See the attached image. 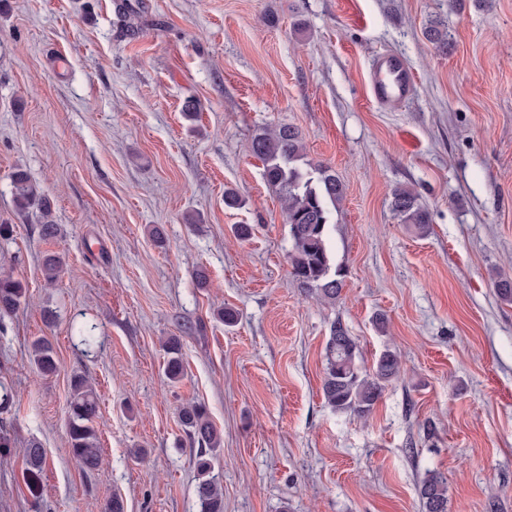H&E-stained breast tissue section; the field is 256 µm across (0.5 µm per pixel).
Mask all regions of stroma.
<instances>
[{"label":"stroma","mask_w":512,"mask_h":512,"mask_svg":"<svg viewBox=\"0 0 512 512\" xmlns=\"http://www.w3.org/2000/svg\"><path fill=\"white\" fill-rule=\"evenodd\" d=\"M130 4L126 19L115 0H0V224L13 229L0 272L27 290L0 317V382L14 394L0 409L12 441L0 512H104L115 495L126 512H199L179 420L189 400L224 439L213 461L224 512H423L431 471L447 479L448 512H512V302L491 284L512 277V0ZM434 20L447 47L424 35ZM386 50L415 81L394 110L369 88ZM275 124L298 128L306 162L345 185L329 232L346 272L336 302L290 275L280 198L250 150ZM18 168L49 198L54 238L16 209ZM399 186L427 207L426 234L392 212ZM228 189L240 208L225 207ZM48 253L67 264L53 287ZM225 306L238 313L230 329L215 317ZM337 319L365 367L388 347L401 356L366 420L323 397ZM38 336L56 374L29 365ZM170 336L186 367L174 385ZM76 374L99 406L103 464L91 473L66 444ZM33 440L48 457L34 491L21 454ZM167 360L165 364L166 377L170 382H178L184 376V365L181 355L179 338L171 336L165 342Z\"/></svg>","instance_id":"35a3bbf8"}]
</instances>
